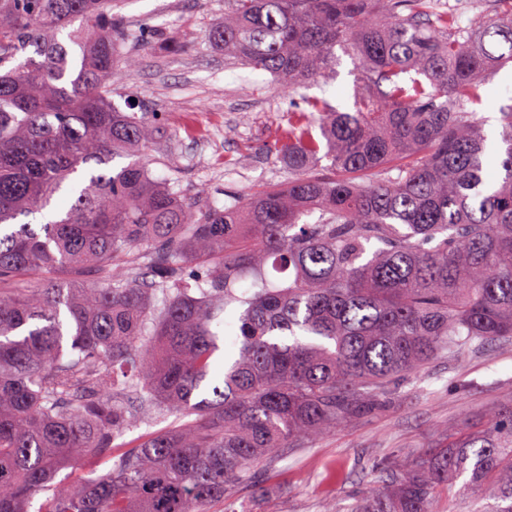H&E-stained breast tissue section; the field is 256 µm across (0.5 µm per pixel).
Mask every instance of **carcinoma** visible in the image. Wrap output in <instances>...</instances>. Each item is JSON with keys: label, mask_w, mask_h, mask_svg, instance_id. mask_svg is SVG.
I'll return each mask as SVG.
<instances>
[{"label": "carcinoma", "mask_w": 512, "mask_h": 512, "mask_svg": "<svg viewBox=\"0 0 512 512\" xmlns=\"http://www.w3.org/2000/svg\"><path fill=\"white\" fill-rule=\"evenodd\" d=\"M473 8L463 27L426 0H226L224 56L296 92L340 50L366 91L290 104L285 187L193 208L134 160L158 130L112 101L137 64L112 0H0V512H211L426 364L512 336V104L497 145L472 109L512 61V0ZM462 477L478 512H512V405L339 512H441ZM174 420L175 416L170 415L167 417L155 418L148 423H142L126 430L123 436L118 439L116 443L123 444L124 448H128L134 444V440H136L141 434H144L147 430L153 431L164 428L165 426L171 424Z\"/></svg>", "instance_id": "carcinoma-1"}]
</instances>
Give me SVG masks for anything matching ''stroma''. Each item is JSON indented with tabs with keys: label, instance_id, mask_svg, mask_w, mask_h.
Wrapping results in <instances>:
<instances>
[{
	"label": "stroma",
	"instance_id": "1",
	"mask_svg": "<svg viewBox=\"0 0 512 512\" xmlns=\"http://www.w3.org/2000/svg\"><path fill=\"white\" fill-rule=\"evenodd\" d=\"M116 10L138 38L139 68L122 71L112 99L154 110L163 131L143 151L151 174L185 200L232 204L257 187L288 180L268 149L292 100L270 75L235 64L207 34L224 19V0H119ZM179 40L182 52L167 50ZM485 132L512 101V64L481 88ZM512 403V337L440 358L398 387L382 410L287 449L263 467L259 488L242 487L235 512H335L379 490L388 464L404 468L447 431Z\"/></svg>",
	"mask_w": 512,
	"mask_h": 512
}]
</instances>
